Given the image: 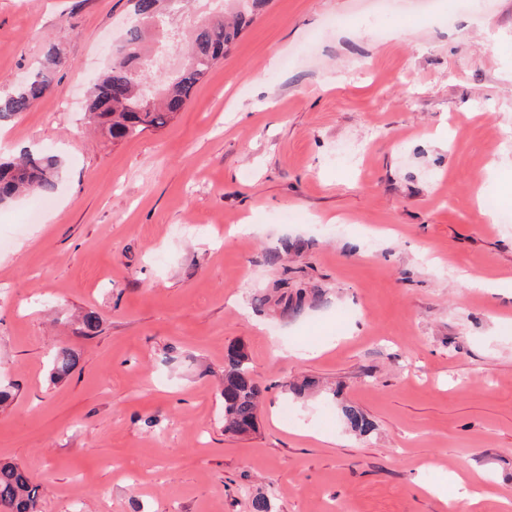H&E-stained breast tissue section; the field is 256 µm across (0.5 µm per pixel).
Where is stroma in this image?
I'll return each instance as SVG.
<instances>
[{
    "mask_svg": "<svg viewBox=\"0 0 512 512\" xmlns=\"http://www.w3.org/2000/svg\"><path fill=\"white\" fill-rule=\"evenodd\" d=\"M439 7L267 0L183 112L116 145L86 98L129 0H0V93L48 44L64 59L0 125V154L63 164L45 206L0 208V462L40 512H507L512 294L459 275L512 278V0ZM285 292L324 302L289 318ZM55 344L80 356L61 378ZM231 345L264 389L245 437L224 432ZM301 376L338 398H293ZM462 471L479 506L426 492Z\"/></svg>",
    "mask_w": 512,
    "mask_h": 512,
    "instance_id": "stroma-1",
    "label": "stroma"
}]
</instances>
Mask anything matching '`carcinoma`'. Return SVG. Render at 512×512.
<instances>
[{"mask_svg":"<svg viewBox=\"0 0 512 512\" xmlns=\"http://www.w3.org/2000/svg\"><path fill=\"white\" fill-rule=\"evenodd\" d=\"M233 20L224 14L196 24L188 33L175 29L178 39L187 43L181 65L172 72H160L147 63V39L141 21L153 19L159 33L167 36L170 20L177 15L174 0H132L135 21L127 25L119 51L111 56L104 75L94 84L87 105V116L112 142L131 139L140 133L165 126L184 110L197 85L220 59L252 15L262 9L264 0H240ZM61 63L59 49L50 48L40 67L25 81L0 95V123L22 117L48 91ZM157 84L160 97L143 95L145 86ZM61 161L45 149L25 150L17 157L0 156V206L23 196L47 197L57 189ZM283 313L297 316L305 296L281 297ZM78 354L66 347L54 357L55 373L69 374L77 365ZM262 388L251 375L249 359L242 347L230 346L224 356L222 400L224 432L246 436L257 429V410ZM349 427L362 434L372 423L357 408L343 407ZM39 488L28 474L14 464L0 465V512H38Z\"/></svg>","mask_w":512,"mask_h":512,"instance_id":"carcinoma-1","label":"carcinoma"}]
</instances>
